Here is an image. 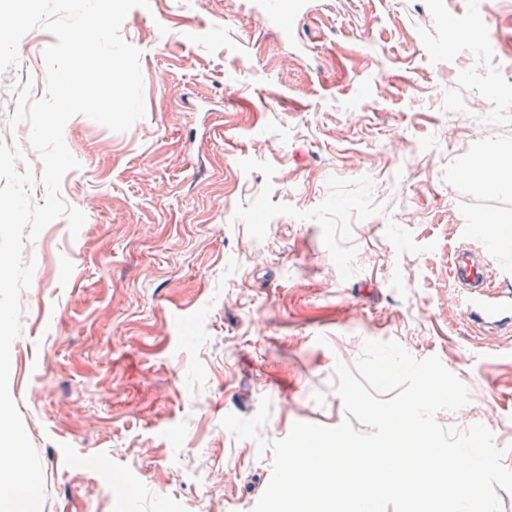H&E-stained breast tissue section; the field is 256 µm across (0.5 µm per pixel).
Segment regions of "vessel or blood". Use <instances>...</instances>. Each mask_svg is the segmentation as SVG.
I'll return each mask as SVG.
<instances>
[{"mask_svg":"<svg viewBox=\"0 0 512 512\" xmlns=\"http://www.w3.org/2000/svg\"><path fill=\"white\" fill-rule=\"evenodd\" d=\"M254 12L281 35H291L298 18L307 12L305 0H255ZM496 257L494 247L474 252L463 250L453 263L451 274L469 291V316L489 328H512V301H490L486 291L488 269Z\"/></svg>","mask_w":512,"mask_h":512,"instance_id":"b4317fda","label":"vessel or blood"}]
</instances>
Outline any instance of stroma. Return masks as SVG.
I'll use <instances>...</instances> for the list:
<instances>
[{"label": "stroma", "instance_id": "obj_1", "mask_svg": "<svg viewBox=\"0 0 512 512\" xmlns=\"http://www.w3.org/2000/svg\"><path fill=\"white\" fill-rule=\"evenodd\" d=\"M251 0H150L123 37L141 52L146 114L116 133L72 117L66 219L23 248L10 392L42 463L43 512H254L272 452L227 414L333 427L335 366L364 340L438 357L469 390L441 424H484L512 468V333L478 330L450 269L512 215L470 163L512 149V0H310L291 37ZM485 36L470 33L475 9ZM46 29L0 71L46 91Z\"/></svg>", "mask_w": 512, "mask_h": 512}]
</instances>
